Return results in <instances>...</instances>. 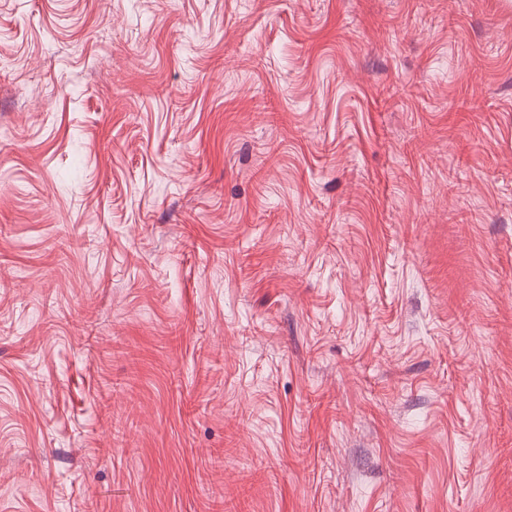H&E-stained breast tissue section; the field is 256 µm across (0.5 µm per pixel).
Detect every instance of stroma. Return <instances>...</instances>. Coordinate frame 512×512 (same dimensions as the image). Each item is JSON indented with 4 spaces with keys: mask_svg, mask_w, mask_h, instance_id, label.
I'll list each match as a JSON object with an SVG mask.
<instances>
[{
    "mask_svg": "<svg viewBox=\"0 0 512 512\" xmlns=\"http://www.w3.org/2000/svg\"><path fill=\"white\" fill-rule=\"evenodd\" d=\"M0 512H512V0H0Z\"/></svg>",
    "mask_w": 512,
    "mask_h": 512,
    "instance_id": "35a3bbf8",
    "label": "stroma"
}]
</instances>
